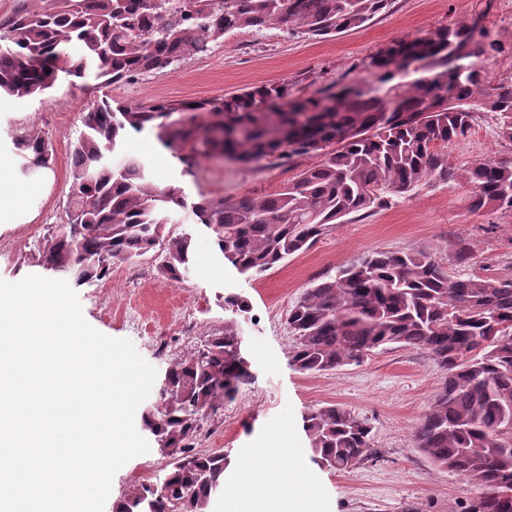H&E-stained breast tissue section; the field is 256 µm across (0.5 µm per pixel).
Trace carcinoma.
Wrapping results in <instances>:
<instances>
[{"label": "carcinoma", "instance_id": "cac0c4a2", "mask_svg": "<svg viewBox=\"0 0 512 512\" xmlns=\"http://www.w3.org/2000/svg\"><path fill=\"white\" fill-rule=\"evenodd\" d=\"M390 0H22L0 18V93L40 97L59 76L98 85L162 71L224 40L231 30L279 28L325 37L360 27ZM82 53L70 54L73 44ZM501 44L482 16L433 34L395 40L369 58L367 90L292 99L288 83L226 98L112 104L106 95L83 115L87 131L72 153L68 222L43 239V268L76 282L103 280L112 266L156 248L161 273L189 271L191 238L166 233L185 207L181 188L148 179L143 164L114 168L111 152L128 130L155 131L186 166L232 156L250 164L314 155L278 191L200 196L192 210L224 259L241 274H261L305 251L345 217L452 175L444 148L488 113L512 142V84L493 86L485 61ZM35 168L53 158L31 126L14 140ZM458 177L474 210H512V161L478 159ZM298 370L323 373L390 346L428 354L444 379L414 430V443L438 466L507 495L472 512H512V276L451 278L424 250L363 254L301 294L288 313ZM240 338L227 325L205 346L173 361L155 402L142 414L168 458L160 485L140 482L117 512H210L224 488V451L192 441L204 421L249 385ZM317 463L344 471L372 454L371 429L349 410L328 405L304 416Z\"/></svg>", "mask_w": 512, "mask_h": 512}]
</instances>
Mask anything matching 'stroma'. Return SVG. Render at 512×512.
<instances>
[{
	"instance_id": "obj_1",
	"label": "stroma",
	"mask_w": 512,
	"mask_h": 512,
	"mask_svg": "<svg viewBox=\"0 0 512 512\" xmlns=\"http://www.w3.org/2000/svg\"><path fill=\"white\" fill-rule=\"evenodd\" d=\"M478 14L502 44L501 53L487 63L488 79L494 85L511 82L512 0H391L363 26L333 37L309 38L280 29L234 31L223 43L182 58L167 71L136 75L103 92L130 104L190 102L284 82L292 97H318L328 88L370 83L366 59L393 40L423 37ZM99 92L91 85L69 87L62 79L42 101L0 95V163L7 165L14 183L28 189L7 221L0 222V240L18 245L11 257L0 258L1 280L42 274L37 244L67 221L72 149L83 129L82 114ZM31 125L53 146L51 167L22 168L12 139ZM447 153L449 166L457 171L477 159H512V143L500 139L494 120L484 116L464 138L449 144ZM131 157L143 163L146 176L157 184L181 187L190 205L204 194L237 197L277 191L309 163L305 157L288 165L204 158L189 170L149 130L128 131L108 155L116 167ZM470 195L469 186L455 177L426 184L413 194L392 198L370 215L336 225L307 251L252 277L225 262L189 207L175 214L168 226L171 235L186 234L192 240L187 279L175 283L161 276L162 256L156 249L113 267L107 279L76 285L75 290L92 327L131 340L161 374L170 362L202 349L209 336L225 326L238 330L240 354L252 381L208 418L194 442L199 450L224 451L225 486L234 482L241 449L273 443L288 430L295 431L298 447L309 448L305 413L338 405L370 425L374 453L344 472L308 460L320 512H469L477 488L437 467L413 442L414 430L442 380L433 360L419 351L392 348L324 374L304 373L291 360L294 337L288 313L314 280L376 250H431L453 278L512 276V210H472ZM459 243L472 251L469 265H457L453 259ZM231 295L247 300V313L227 308L224 300ZM159 336L168 344L162 355L155 346ZM145 468L153 483L165 479L168 470L158 446L115 474L104 512H114Z\"/></svg>"
}]
</instances>
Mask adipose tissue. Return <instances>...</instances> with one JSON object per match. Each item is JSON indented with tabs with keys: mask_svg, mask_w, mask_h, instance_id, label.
Listing matches in <instances>:
<instances>
[{
	"mask_svg": "<svg viewBox=\"0 0 512 512\" xmlns=\"http://www.w3.org/2000/svg\"><path fill=\"white\" fill-rule=\"evenodd\" d=\"M316 498L314 480L287 433L259 451L242 450L225 496L227 512H314Z\"/></svg>",
	"mask_w": 512,
	"mask_h": 512,
	"instance_id": "obj_1",
	"label": "adipose tissue"
}]
</instances>
